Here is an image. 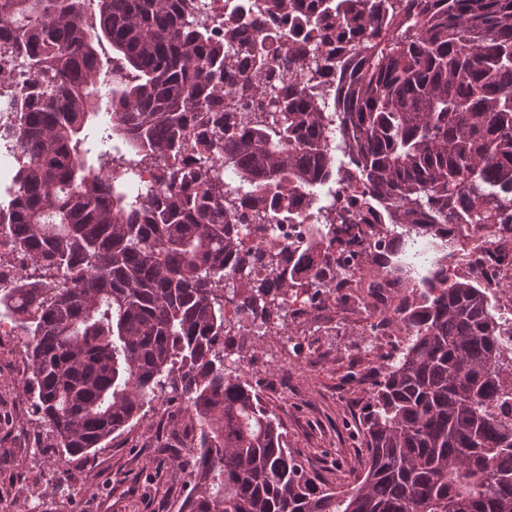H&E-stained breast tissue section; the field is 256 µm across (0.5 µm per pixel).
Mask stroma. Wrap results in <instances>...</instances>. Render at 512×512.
Masks as SVG:
<instances>
[{
    "label": "stroma",
    "mask_w": 512,
    "mask_h": 512,
    "mask_svg": "<svg viewBox=\"0 0 512 512\" xmlns=\"http://www.w3.org/2000/svg\"><path fill=\"white\" fill-rule=\"evenodd\" d=\"M372 321L357 315L326 326L291 322L245 351L252 365L247 381L283 422L291 453L336 489L351 483L365 454L357 431L382 362L369 347ZM355 358L366 372L350 386L346 370ZM188 423L171 401L114 434L94 456L61 467L39 452L31 403L18 397L11 408L0 406V512H178L187 491L168 474L183 452ZM60 467L64 491L57 485Z\"/></svg>",
    "instance_id": "obj_1"
}]
</instances>
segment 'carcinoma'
Here are the masks:
<instances>
[{"label": "carcinoma", "mask_w": 512, "mask_h": 512, "mask_svg": "<svg viewBox=\"0 0 512 512\" xmlns=\"http://www.w3.org/2000/svg\"><path fill=\"white\" fill-rule=\"evenodd\" d=\"M305 2L210 15L201 0H0V37L33 77L14 134L35 158L0 183L14 255L0 258V319L27 337L22 393L44 447L79 458L183 400L199 434L172 473H204L189 512H512V422L494 412L512 355L486 289L443 275L458 247L443 230L512 236V0ZM246 12L295 39L240 53ZM329 182L350 209L330 200L324 224L357 229L364 276L409 283L378 322L408 344L372 384L364 467L340 491L293 457L219 345L228 302L283 325L289 296L332 299L290 266L299 249L331 266L323 242L265 244L260 276L227 220L245 195L250 229L296 224L297 198ZM390 234L428 240L431 276L411 278L402 249L372 251Z\"/></svg>", "instance_id": "1"}]
</instances>
